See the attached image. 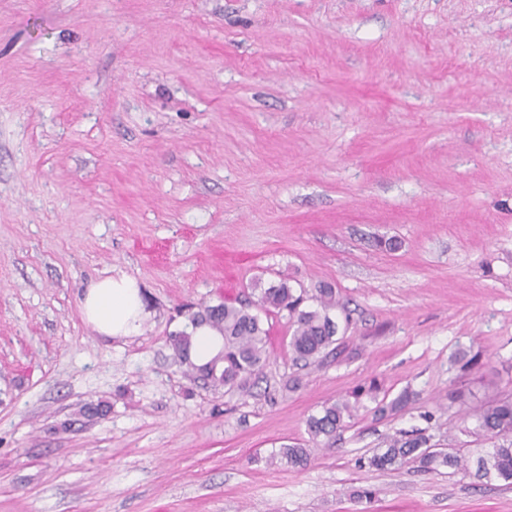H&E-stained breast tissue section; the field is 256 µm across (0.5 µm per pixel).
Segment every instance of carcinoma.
Masks as SVG:
<instances>
[{"instance_id":"carcinoma-1","label":"carcinoma","mask_w":512,"mask_h":512,"mask_svg":"<svg viewBox=\"0 0 512 512\" xmlns=\"http://www.w3.org/2000/svg\"><path fill=\"white\" fill-rule=\"evenodd\" d=\"M255 301H222L215 305L201 304L190 315V324H207L224 337V350L220 361H211L202 366L189 359L191 334L179 331L169 336V344L175 356L190 368L193 378L213 390L247 392L254 380L262 374L268 358V330L261 323L252 307L266 311L287 312L292 328L289 341L294 360L311 365L327 355V350L336 343L339 332L337 321L331 316L336 308V291L329 284L317 289V306L306 307V291L290 285L282 278L276 284L265 286L257 281ZM355 406L341 399L322 406L319 414L306 421L310 440L318 444L336 438V433L353 417ZM473 421V434L492 443V448L476 461L475 476L480 479L500 480L512 484V400L500 399L474 406L468 410ZM310 449L298 442L284 443L271 459L290 467L307 465ZM413 463L419 470L428 473L444 468L452 472L469 473L467 460L459 452H450L430 443V437L419 432L411 436L391 439L383 451L369 459V466L378 470Z\"/></svg>"}]
</instances>
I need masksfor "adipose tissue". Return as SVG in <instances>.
Returning a JSON list of instances; mask_svg holds the SVG:
<instances>
[{
  "instance_id": "adipose-tissue-1",
  "label": "adipose tissue",
  "mask_w": 512,
  "mask_h": 512,
  "mask_svg": "<svg viewBox=\"0 0 512 512\" xmlns=\"http://www.w3.org/2000/svg\"><path fill=\"white\" fill-rule=\"evenodd\" d=\"M80 311L88 325L108 337L134 335L149 316L137 281L124 273L91 282Z\"/></svg>"
}]
</instances>
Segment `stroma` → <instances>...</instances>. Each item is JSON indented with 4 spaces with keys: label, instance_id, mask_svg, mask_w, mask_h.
I'll list each match as a JSON object with an SVG mask.
<instances>
[{
    "label": "stroma",
    "instance_id": "1",
    "mask_svg": "<svg viewBox=\"0 0 512 512\" xmlns=\"http://www.w3.org/2000/svg\"><path fill=\"white\" fill-rule=\"evenodd\" d=\"M116 270L136 336L80 315ZM283 277L334 285L338 353L294 363L273 312L250 394L189 379L169 334ZM351 397L307 466L271 461ZM505 397L512 0H0V512H512L368 465L416 430L477 459L468 407ZM355 408L347 399L325 403L318 415H312L306 421L310 440L317 445L335 439L336 433L346 426L345 419L353 417Z\"/></svg>",
    "mask_w": 512,
    "mask_h": 512
}]
</instances>
